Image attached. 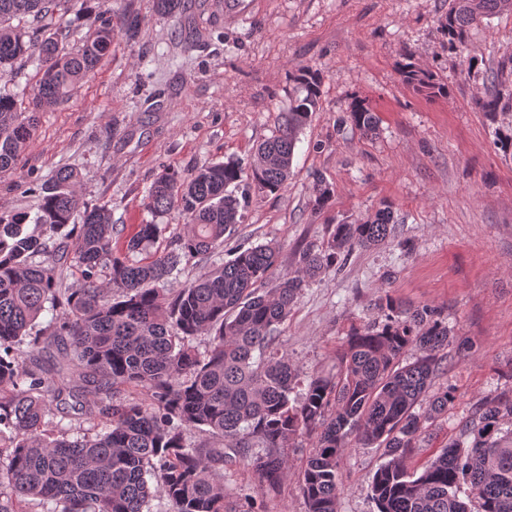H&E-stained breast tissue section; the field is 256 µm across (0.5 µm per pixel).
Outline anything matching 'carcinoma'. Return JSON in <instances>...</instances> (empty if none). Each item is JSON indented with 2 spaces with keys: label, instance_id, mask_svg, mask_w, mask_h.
<instances>
[{
  "label": "carcinoma",
  "instance_id": "cac0c4a2",
  "mask_svg": "<svg viewBox=\"0 0 512 512\" xmlns=\"http://www.w3.org/2000/svg\"><path fill=\"white\" fill-rule=\"evenodd\" d=\"M62 2L0 0V77L34 55L39 62L28 100L0 94V173L14 170L30 146L37 112L68 97L110 53L115 28L129 39L139 32L137 15L116 26L100 12L70 51L69 29L53 23ZM505 13L512 0H449L439 30L461 53L471 30ZM15 18L25 25L13 26ZM400 76L427 97L448 94L436 73L412 61ZM288 80V111L252 164L208 162L156 177L150 212L187 217L169 249L157 247L167 225L151 222L138 225L125 251L112 250V211L86 203L82 173L67 166L40 187L35 213L0 208V512H152L157 498L170 512H228L224 467L255 470L274 496L288 475L283 448L304 436L314 438L299 473L307 512H337L341 464L353 446L383 450L370 485L377 512H512V430L504 429L512 396L484 400L464 439L431 455L420 473L409 471L427 426L455 401L447 389L416 410L448 347L437 308L412 310L385 295L377 303L383 321L351 329L336 372L306 376L295 393L301 371L281 352L278 327L309 282L391 234L390 206L364 222L331 225L326 241L299 251L295 269H280V246L266 242L173 294L165 288L182 262L224 246L244 220L249 182L270 192L288 186L322 75L302 66ZM476 104L492 117L512 110V56L491 71ZM349 119L366 136L378 129L361 97ZM331 194L314 178L315 209ZM409 350L415 356L400 363ZM43 353L57 358L48 376ZM195 432L206 439L191 442Z\"/></svg>",
  "mask_w": 512,
  "mask_h": 512
}]
</instances>
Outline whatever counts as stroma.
I'll return each mask as SVG.
<instances>
[{"label":"stroma","instance_id":"1","mask_svg":"<svg viewBox=\"0 0 512 512\" xmlns=\"http://www.w3.org/2000/svg\"><path fill=\"white\" fill-rule=\"evenodd\" d=\"M87 6L137 14L141 32L115 37L94 74L39 112L16 170L0 176V207H34L29 186L75 167L83 199L111 208L112 246L122 250L151 219L145 196L161 169L249 163L288 109L289 71L310 66L323 76L320 108L299 135L287 188L250 186L227 248L184 265L171 288L219 267L231 246L279 242L282 268H293L327 225L371 217L386 203L392 237L303 288L278 329L282 349L303 373H329L350 327L379 319L380 295L440 310L450 343L430 390L453 389L456 399L413 455L415 467L457 438L483 399L512 389V155L495 146L512 112L491 117L476 106L487 71L512 55V14L473 30L459 54L438 30L448 0H183L171 16L154 0H67L59 20L71 49L89 32L75 19ZM408 51L447 83V96L429 99L402 82ZM356 96L378 113L377 135L346 122ZM318 176L333 189L320 211L311 202ZM312 444L305 436L285 448L291 472L265 500L269 512H306L298 473ZM382 461L375 447L347 454L338 512H376L370 482Z\"/></svg>","mask_w":512,"mask_h":512}]
</instances>
